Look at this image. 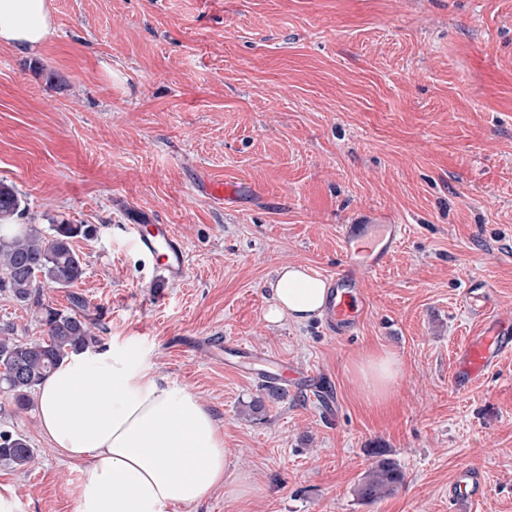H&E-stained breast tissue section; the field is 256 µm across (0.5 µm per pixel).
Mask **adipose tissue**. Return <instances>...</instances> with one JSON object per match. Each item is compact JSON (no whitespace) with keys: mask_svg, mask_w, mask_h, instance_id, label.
I'll return each instance as SVG.
<instances>
[{"mask_svg":"<svg viewBox=\"0 0 512 512\" xmlns=\"http://www.w3.org/2000/svg\"><path fill=\"white\" fill-rule=\"evenodd\" d=\"M51 0H0V45L35 51L53 28ZM327 285L303 266L280 268L270 283L271 322L322 316ZM366 399L388 401L401 374L391 353L354 365ZM37 413L52 447L81 462L78 512H168L220 489L238 501L254 494L228 471L224 433L198 396L159 377L135 339L62 362L39 386Z\"/></svg>","mask_w":512,"mask_h":512,"instance_id":"obj_1","label":"adipose tissue"}]
</instances>
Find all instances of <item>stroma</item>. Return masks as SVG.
Instances as JSON below:
<instances>
[{
  "label": "stroma",
  "mask_w": 512,
  "mask_h": 512,
  "mask_svg": "<svg viewBox=\"0 0 512 512\" xmlns=\"http://www.w3.org/2000/svg\"><path fill=\"white\" fill-rule=\"evenodd\" d=\"M52 2L38 52L0 46V181L19 223L95 229L74 241L82 279L41 287V304L87 316L101 345L135 338L260 489L211 492L194 512H452L464 466L484 485L471 512H512V353L472 392L449 386L480 323L469 280L485 312L512 315V0ZM202 176L240 198L214 202ZM362 208L404 231L365 279L361 324L339 338L318 318L267 322L279 267L333 275L337 227ZM138 214L182 238L183 281H159L131 247ZM37 307L0 290V328L46 338ZM216 340L320 373L324 390L289 378L269 398ZM376 350L402 364L381 404L352 372ZM0 430L37 454L27 471L0 465L16 512H77L80 464L42 435L35 405L0 393ZM374 448L405 482L366 504L355 487Z\"/></svg>",
  "instance_id": "stroma-1"
}]
</instances>
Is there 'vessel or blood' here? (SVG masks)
<instances>
[{
  "label": "vessel or blood",
  "mask_w": 512,
  "mask_h": 512,
  "mask_svg": "<svg viewBox=\"0 0 512 512\" xmlns=\"http://www.w3.org/2000/svg\"><path fill=\"white\" fill-rule=\"evenodd\" d=\"M135 250L147 258L159 260L165 280H182L188 269V254L172 225L135 218L127 226ZM403 227L382 223L379 214L359 211L350 223L340 225L339 240L345 253L344 264L329 280V299L324 319L331 330H351L361 314L352 297L362 290L365 274L383 268L400 241ZM512 351V318L493 315L483 317L475 336L458 349L452 388L459 393L474 390L494 370L501 356ZM456 503L477 500L482 485L477 471L466 467L458 471L451 491Z\"/></svg>",
  "instance_id": "1"
}]
</instances>
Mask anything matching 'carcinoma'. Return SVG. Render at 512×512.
Listing matches in <instances>:
<instances>
[{"label": "carcinoma", "mask_w": 512, "mask_h": 512, "mask_svg": "<svg viewBox=\"0 0 512 512\" xmlns=\"http://www.w3.org/2000/svg\"><path fill=\"white\" fill-rule=\"evenodd\" d=\"M19 213L15 188L0 182V288L17 302L40 309L39 284L67 287L82 278L84 265L74 240L91 229L84 224H52L46 232L34 224L16 226ZM41 322L47 328L43 340L0 336V389L19 407L29 404L31 394L66 357L99 343L94 323L76 313L48 308ZM371 454L374 461L355 489L366 504L394 494L405 481L401 465L386 450L374 448ZM34 459L35 449L24 436L0 431V465L27 468Z\"/></svg>", "instance_id": "cac0c4a2"}]
</instances>
